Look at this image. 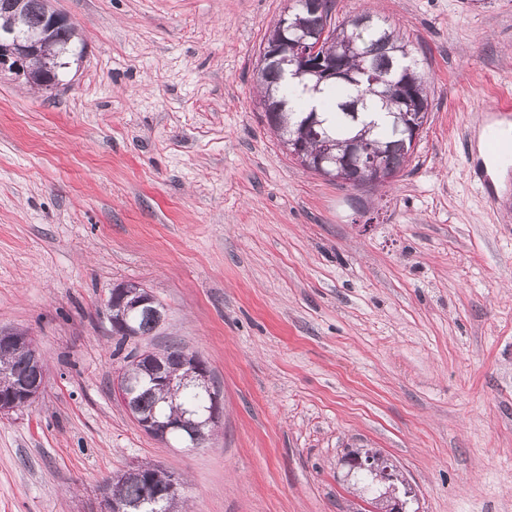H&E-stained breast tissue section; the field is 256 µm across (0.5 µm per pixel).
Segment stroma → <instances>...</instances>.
I'll list each match as a JSON object with an SVG mask.
<instances>
[{"mask_svg":"<svg viewBox=\"0 0 512 512\" xmlns=\"http://www.w3.org/2000/svg\"><path fill=\"white\" fill-rule=\"evenodd\" d=\"M85 51L57 88L0 72V327L47 366L0 415V512H98L153 463L186 512H371L376 452L410 512H512V169L493 198L463 135L512 96V0H336L399 24L430 114L392 186L355 194L270 130L254 70L287 0H49ZM169 311L223 403L210 440L146 434L114 394L104 302ZM466 161L471 178L479 182L487 198H493V186L485 170L484 160L477 156V152L472 148V143L470 147L467 146Z\"/></svg>","mask_w":512,"mask_h":512,"instance_id":"stroma-1","label":"stroma"}]
</instances>
